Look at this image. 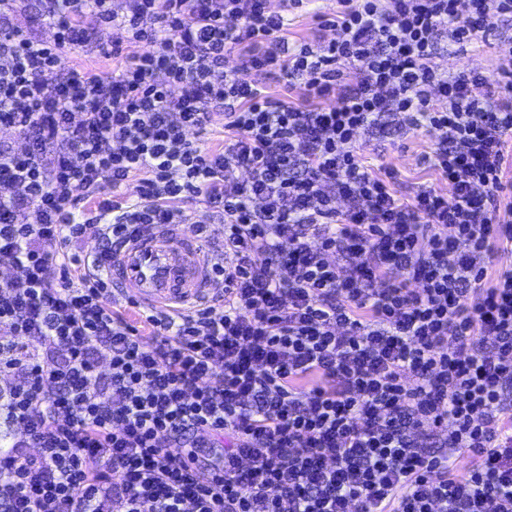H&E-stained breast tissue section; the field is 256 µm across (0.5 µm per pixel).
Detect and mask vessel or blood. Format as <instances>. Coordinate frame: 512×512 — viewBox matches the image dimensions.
<instances>
[{
    "instance_id": "obj_1",
    "label": "vessel or blood",
    "mask_w": 512,
    "mask_h": 512,
    "mask_svg": "<svg viewBox=\"0 0 512 512\" xmlns=\"http://www.w3.org/2000/svg\"><path fill=\"white\" fill-rule=\"evenodd\" d=\"M106 273L121 297L151 310L183 314L218 288L205 245L180 224H146Z\"/></svg>"
}]
</instances>
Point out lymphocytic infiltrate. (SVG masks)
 <instances>
[{
    "instance_id": "f902f5d3",
    "label": "lymphocytic infiltrate",
    "mask_w": 512,
    "mask_h": 512,
    "mask_svg": "<svg viewBox=\"0 0 512 512\" xmlns=\"http://www.w3.org/2000/svg\"><path fill=\"white\" fill-rule=\"evenodd\" d=\"M392 2L336 0L335 38L293 47L269 0H43L49 40L0 0V125L25 142H0V405L23 437L0 512H512V268L491 266L512 80L435 63L512 0ZM99 28L146 50L69 66ZM214 105L203 148L185 132ZM390 114L436 131L451 194L374 171L360 135ZM200 207L223 295L114 311L94 256L142 224L206 237Z\"/></svg>"
}]
</instances>
